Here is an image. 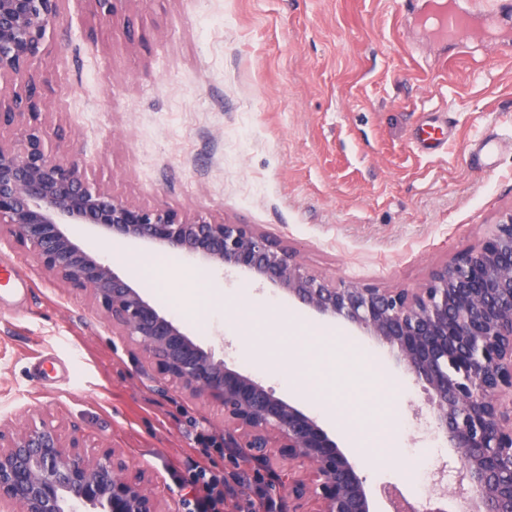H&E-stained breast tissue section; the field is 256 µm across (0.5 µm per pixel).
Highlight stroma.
<instances>
[{"mask_svg":"<svg viewBox=\"0 0 512 512\" xmlns=\"http://www.w3.org/2000/svg\"><path fill=\"white\" fill-rule=\"evenodd\" d=\"M437 0H118L103 21L93 0H60L28 90L44 108L47 143L87 161L90 183L142 206L247 224L288 244L309 272L377 288H418L432 270L512 211V8L447 0L469 15L462 37L426 19ZM444 118L435 154L414 144ZM502 134L495 164L472 166L475 138ZM223 294L179 325L230 367L315 419L342 453L360 430L376 457L358 472L373 512L387 485L416 505L403 477L423 459L454 472L438 448L423 387L388 348L342 318L323 317L242 269L200 265ZM0 426L32 411L92 444L116 449L170 512L196 489L188 466L223 467L200 451L224 441V411L138 370L146 360L88 292L50 280L0 235ZM335 326V364L319 362L303 390L278 364L258 371L241 351L295 345ZM336 403L326 414L322 396Z\"/></svg>","mask_w":512,"mask_h":512,"instance_id":"obj_1","label":"stroma"}]
</instances>
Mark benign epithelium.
<instances>
[{"label":"benign epithelium","mask_w":512,"mask_h":512,"mask_svg":"<svg viewBox=\"0 0 512 512\" xmlns=\"http://www.w3.org/2000/svg\"><path fill=\"white\" fill-rule=\"evenodd\" d=\"M60 0H0V82H31V66ZM40 103L0 89V232L54 279L90 292L112 326L141 349L158 378L224 406V512H371L353 464L315 420L228 367L160 314L136 285L74 238L142 242L218 268L245 269L314 312L341 317L389 346L423 382L437 428L461 454L453 490L435 472L425 512H512V211L486 239L438 266L419 288L336 285L310 273L288 245L247 224L141 207L90 184L84 158L47 148ZM38 414L0 429V512H167L112 450H90ZM391 512H420L394 485Z\"/></svg>","instance_id":"benign-epithelium-1"}]
</instances>
